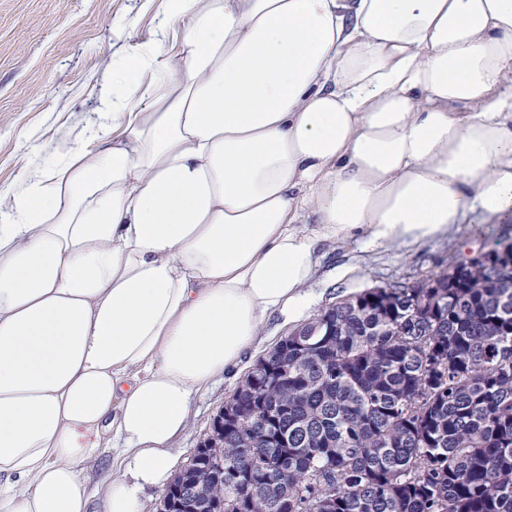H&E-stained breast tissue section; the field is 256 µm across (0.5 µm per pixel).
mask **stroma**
I'll use <instances>...</instances> for the list:
<instances>
[{"label": "stroma", "instance_id": "obj_1", "mask_svg": "<svg viewBox=\"0 0 512 512\" xmlns=\"http://www.w3.org/2000/svg\"><path fill=\"white\" fill-rule=\"evenodd\" d=\"M165 7L166 0H0V186L20 185L90 145L115 64L156 40ZM506 237L512 218L487 224L471 213L444 240L389 250L357 240L328 245L302 317L368 288L430 276L450 252L467 255ZM350 264L356 274L337 278ZM238 384L218 378L195 395L190 425L170 451L172 473L190 462Z\"/></svg>", "mask_w": 512, "mask_h": 512}]
</instances>
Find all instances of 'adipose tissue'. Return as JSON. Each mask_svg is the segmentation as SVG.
<instances>
[{
  "mask_svg": "<svg viewBox=\"0 0 512 512\" xmlns=\"http://www.w3.org/2000/svg\"><path fill=\"white\" fill-rule=\"evenodd\" d=\"M93 146L0 188V512H140L323 244L512 215V0H167ZM147 102L130 109L127 95Z\"/></svg>",
  "mask_w": 512,
  "mask_h": 512,
  "instance_id": "1",
  "label": "adipose tissue"
}]
</instances>
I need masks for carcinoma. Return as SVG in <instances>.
Instances as JSON below:
<instances>
[{
	"label": "carcinoma",
	"instance_id": "carcinoma-1",
	"mask_svg": "<svg viewBox=\"0 0 512 512\" xmlns=\"http://www.w3.org/2000/svg\"><path fill=\"white\" fill-rule=\"evenodd\" d=\"M510 250L442 267L435 288H368L282 337L272 379L249 370L231 396L224 447L196 449L224 477L160 512H512Z\"/></svg>",
	"mask_w": 512,
	"mask_h": 512
}]
</instances>
